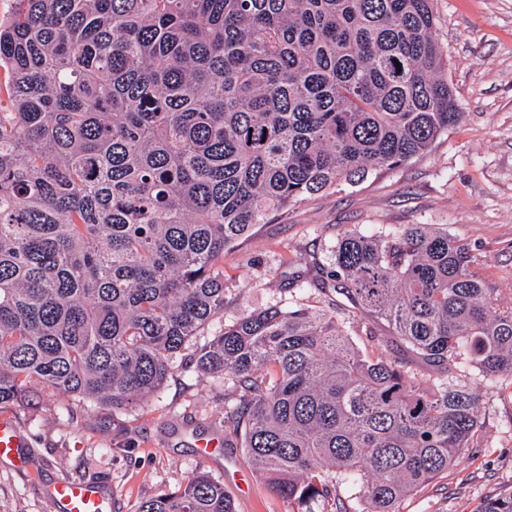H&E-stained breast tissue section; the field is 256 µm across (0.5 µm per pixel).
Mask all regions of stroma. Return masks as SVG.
Listing matches in <instances>:
<instances>
[{
  "instance_id": "35a3bbf8",
  "label": "stroma",
  "mask_w": 512,
  "mask_h": 512,
  "mask_svg": "<svg viewBox=\"0 0 512 512\" xmlns=\"http://www.w3.org/2000/svg\"><path fill=\"white\" fill-rule=\"evenodd\" d=\"M432 9L461 121L427 154L271 214L225 250L223 312L175 359L148 402L115 411L40 385L28 400L0 407L25 436L30 458L26 474L0 460V512H49L44 491L61 477L109 482L113 512H136L201 469L223 484L237 512H289L239 441L224 439L233 381L199 373L193 352L256 310L347 307L334 291L301 282L330 271L344 231L432 225L479 248L492 287L512 297V0H432ZM455 377L479 392V445L405 498L399 512H476L487 496L512 488V384L481 379L467 363Z\"/></svg>"
}]
</instances>
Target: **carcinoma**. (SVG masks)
Returning a JSON list of instances; mask_svg holds the SVG:
<instances>
[{
	"label": "carcinoma",
	"mask_w": 512,
	"mask_h": 512,
	"mask_svg": "<svg viewBox=\"0 0 512 512\" xmlns=\"http://www.w3.org/2000/svg\"><path fill=\"white\" fill-rule=\"evenodd\" d=\"M431 0H17L0 24V405L35 384L122 410L224 311V250L270 213L427 152L461 113ZM400 66H395V63ZM277 307L196 351L224 432L291 512H398L480 430L464 361L512 379V298L426 224L346 230ZM368 314L412 357L363 353ZM137 512H235L198 471ZM477 512H512V490Z\"/></svg>",
	"instance_id": "carcinoma-1"
}]
</instances>
